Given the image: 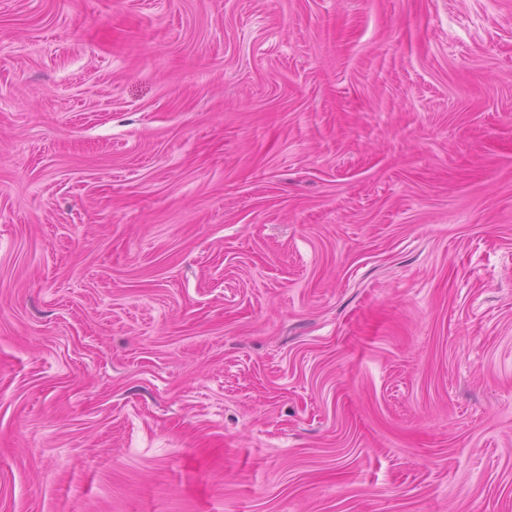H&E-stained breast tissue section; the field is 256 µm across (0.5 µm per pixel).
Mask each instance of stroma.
Here are the masks:
<instances>
[{
  "label": "stroma",
  "instance_id": "35a3bbf8",
  "mask_svg": "<svg viewBox=\"0 0 512 512\" xmlns=\"http://www.w3.org/2000/svg\"><path fill=\"white\" fill-rule=\"evenodd\" d=\"M0 512H512V0H0Z\"/></svg>",
  "mask_w": 512,
  "mask_h": 512
}]
</instances>
